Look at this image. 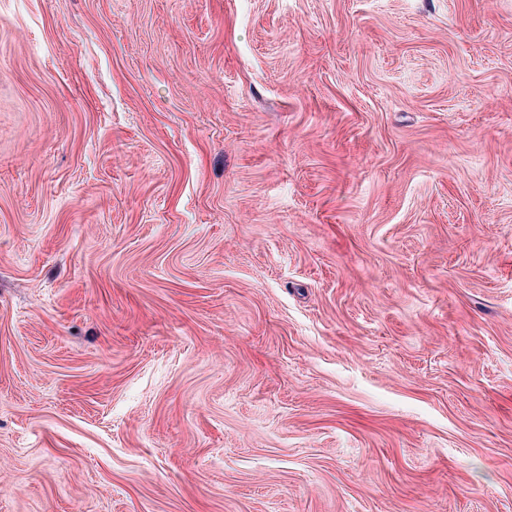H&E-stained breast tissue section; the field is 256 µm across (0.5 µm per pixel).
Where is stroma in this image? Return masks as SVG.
<instances>
[{"label": "stroma", "instance_id": "1", "mask_svg": "<svg viewBox=\"0 0 512 512\" xmlns=\"http://www.w3.org/2000/svg\"><path fill=\"white\" fill-rule=\"evenodd\" d=\"M0 512H512V0H0Z\"/></svg>", "mask_w": 512, "mask_h": 512}]
</instances>
